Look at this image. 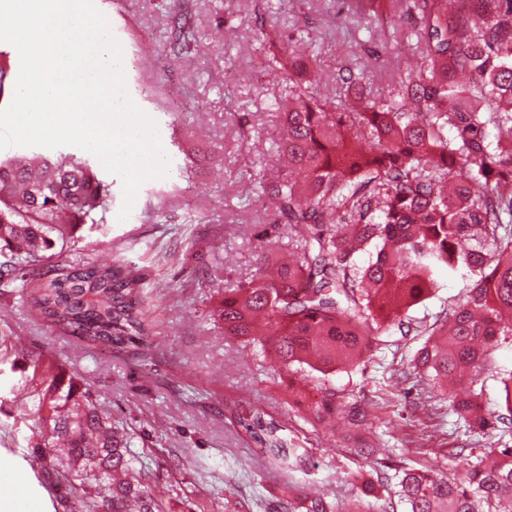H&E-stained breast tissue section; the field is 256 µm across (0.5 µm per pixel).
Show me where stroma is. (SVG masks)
I'll return each mask as SVG.
<instances>
[{
	"label": "stroma",
	"instance_id": "obj_1",
	"mask_svg": "<svg viewBox=\"0 0 512 512\" xmlns=\"http://www.w3.org/2000/svg\"><path fill=\"white\" fill-rule=\"evenodd\" d=\"M352 1L190 0L198 39L174 57L168 35L178 0H94L122 47L127 92L156 121L170 167L141 186L122 221V181L96 165L109 219L75 242L84 257L122 260L145 278L150 335L138 347L81 341L44 321L27 294L0 296V473L21 476V497L36 512L57 509L28 448L42 423L27 378L41 361L78 379L127 426L141 481L175 512H269L292 485L345 506L357 493L353 472L453 468L460 441L447 402L429 381L394 375L415 339L373 350L359 371L332 379L368 405L369 434L382 452L367 460L311 419L317 378L287 377L259 347L226 338L214 316L224 289L261 272L266 247H292L287 228L262 237L261 215L241 197L245 185L279 173L273 102L288 88L258 57H272L294 35L330 72L371 67L372 90L384 95L388 72L412 54L373 17L351 15ZM232 401L287 428L309 456L304 469L287 477L258 461L225 408Z\"/></svg>",
	"mask_w": 512,
	"mask_h": 512
}]
</instances>
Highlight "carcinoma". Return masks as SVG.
<instances>
[{"instance_id": "1", "label": "carcinoma", "mask_w": 512, "mask_h": 512, "mask_svg": "<svg viewBox=\"0 0 512 512\" xmlns=\"http://www.w3.org/2000/svg\"><path fill=\"white\" fill-rule=\"evenodd\" d=\"M415 10L418 25L396 26L413 57L375 96L368 72L340 77L338 98L318 86L317 57L280 48L288 95L278 102L279 175L260 183L269 226L288 225L296 251L267 257L272 272L224 291V335L261 345L288 373L316 372L320 423L341 410V437L369 426L367 404L329 384L354 373L365 354L394 336L422 337L409 368L453 402L457 421L480 434L512 424V372L501 401L484 396L493 350L512 342V0H389ZM107 189L90 160L33 153L0 160V294L32 289L40 313L82 339L122 349L148 320L143 276L101 266L72 249L78 229L106 222ZM375 253L361 265L356 254ZM471 281L467 299L417 324L438 275ZM38 410L45 435L31 446L64 512H164L139 479L129 435L74 380L41 373ZM260 456L289 475L305 454L272 416H236ZM53 443L56 453L41 448ZM458 481L436 469L404 468L396 495L407 512H512V447L459 461ZM389 478L360 483L347 512H387ZM274 512H339L326 498L288 494Z\"/></svg>"}]
</instances>
